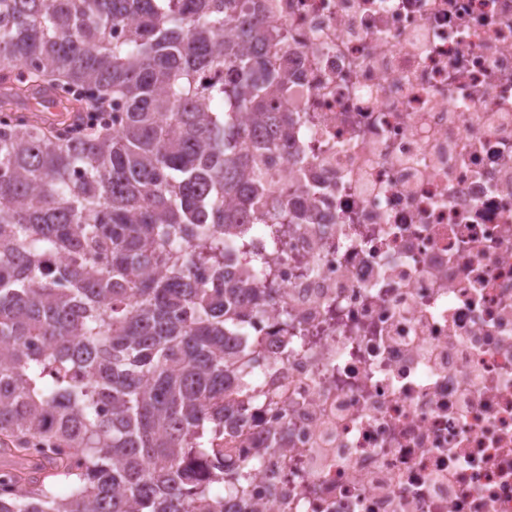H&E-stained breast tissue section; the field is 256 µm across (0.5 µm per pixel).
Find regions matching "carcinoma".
<instances>
[{
	"mask_svg": "<svg viewBox=\"0 0 512 512\" xmlns=\"http://www.w3.org/2000/svg\"><path fill=\"white\" fill-rule=\"evenodd\" d=\"M238 17L224 32V17ZM283 37L247 0H0V512H224L247 461L238 349L278 289L242 255L295 149ZM119 120L67 140L34 87Z\"/></svg>",
	"mask_w": 512,
	"mask_h": 512,
	"instance_id": "obj_1",
	"label": "carcinoma"
}]
</instances>
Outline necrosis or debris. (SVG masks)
<instances>
[{"mask_svg":"<svg viewBox=\"0 0 512 512\" xmlns=\"http://www.w3.org/2000/svg\"><path fill=\"white\" fill-rule=\"evenodd\" d=\"M297 149L251 232L255 512H512V0H266Z\"/></svg>","mask_w":512,"mask_h":512,"instance_id":"obj_1","label":"necrosis or debris"}]
</instances>
